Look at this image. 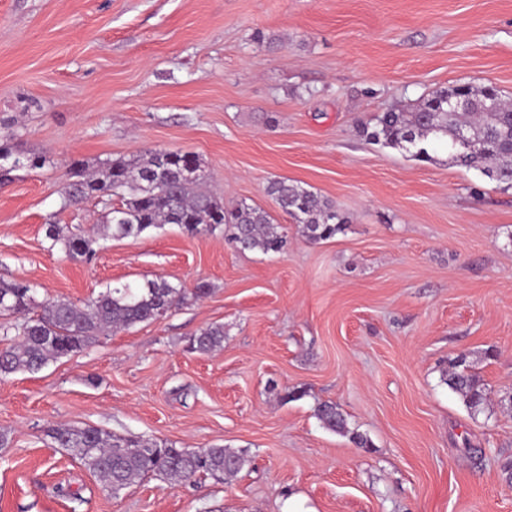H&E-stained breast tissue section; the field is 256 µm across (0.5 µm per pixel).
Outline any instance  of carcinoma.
Segmentation results:
<instances>
[{
	"label": "carcinoma",
	"instance_id": "1",
	"mask_svg": "<svg viewBox=\"0 0 512 512\" xmlns=\"http://www.w3.org/2000/svg\"><path fill=\"white\" fill-rule=\"evenodd\" d=\"M456 95L471 98L469 111H448V98ZM366 129L372 141L401 149L420 161L432 159L430 147L445 146L450 163L477 170L512 188V103L493 88H439L410 109L374 116ZM187 163L184 153L176 152L165 161L155 151L107 161L93 171L77 162L78 170L71 172L67 186V201L79 204L93 197L109 202L118 198L119 205L111 204L102 216L113 238L138 237L165 224H176L191 236L222 227L242 250H285L287 235L282 225L245 201L224 206L223 200L204 189L207 178L188 180L182 176ZM267 193L310 241L328 240L347 223L331 201L298 184L272 180ZM46 236L51 246H60L71 258L90 260L96 255L98 239L84 231L63 235L57 225L50 224ZM208 293L203 282L188 291L160 279L142 287L124 284L108 288L78 306L66 299L40 301L26 281L0 277V335L14 336L12 343L0 350V375L38 371L51 361L81 351L110 330L153 321ZM223 345L224 326L214 325L192 339L190 350L208 354ZM442 381L472 414L488 406L486 388L469 372L465 355L457 356ZM317 417L324 428L348 437L356 447H370L368 437L349 427L335 403H320ZM49 434L58 445L71 449L114 494L149 474L170 484L197 476L228 479L246 463L243 455L222 446L178 448L91 426H57L49 429Z\"/></svg>",
	"mask_w": 512,
	"mask_h": 512
}]
</instances>
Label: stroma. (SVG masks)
I'll list each match as a JSON object with an SVG mask.
<instances>
[{
  "label": "stroma",
  "mask_w": 512,
  "mask_h": 512,
  "mask_svg": "<svg viewBox=\"0 0 512 512\" xmlns=\"http://www.w3.org/2000/svg\"><path fill=\"white\" fill-rule=\"evenodd\" d=\"M512 99V0H0V276L80 304L164 279L201 300L0 378V512H512V189L367 140L441 87ZM198 156L213 193L268 211L282 254L167 224L51 247L99 224L65 202L74 162ZM44 158L32 166L34 158ZM285 178L348 218L311 242L268 196ZM224 346L188 351L204 328ZM492 405L442 375L459 354ZM339 405L370 448L326 430ZM65 424L226 446L235 477L149 476L112 494L46 431ZM47 238L51 241V247L60 246L66 255L71 258H85L91 260L96 255L99 241L96 237L84 231L78 230L69 235L61 234L56 224H50L46 231Z\"/></svg>",
  "instance_id": "35a3bbf8"
}]
</instances>
